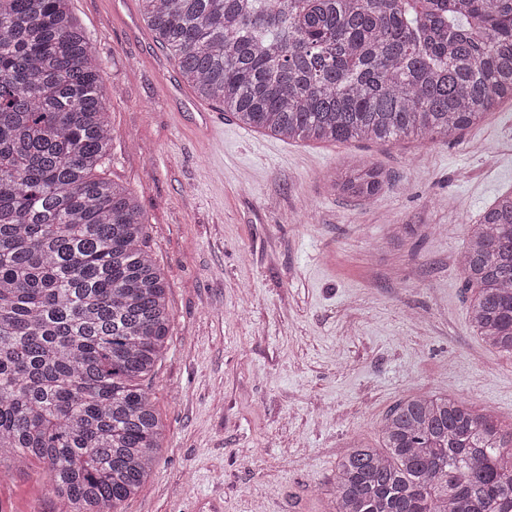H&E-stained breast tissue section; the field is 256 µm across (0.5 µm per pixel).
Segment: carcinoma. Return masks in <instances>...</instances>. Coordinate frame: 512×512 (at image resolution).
<instances>
[{
    "instance_id": "cac0c4a2",
    "label": "carcinoma",
    "mask_w": 512,
    "mask_h": 512,
    "mask_svg": "<svg viewBox=\"0 0 512 512\" xmlns=\"http://www.w3.org/2000/svg\"><path fill=\"white\" fill-rule=\"evenodd\" d=\"M196 94L282 141L457 139L512 102V0H142ZM105 67L70 0H0V473L46 464L62 512H120L162 425L144 381L171 330L135 196L102 176ZM386 184L335 174L364 203ZM471 326L512 354V193L473 222ZM334 512H512V429L446 395L354 440Z\"/></svg>"
}]
</instances>
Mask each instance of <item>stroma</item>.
<instances>
[{"instance_id":"1","label":"stroma","mask_w":512,"mask_h":512,"mask_svg":"<svg viewBox=\"0 0 512 512\" xmlns=\"http://www.w3.org/2000/svg\"><path fill=\"white\" fill-rule=\"evenodd\" d=\"M71 9L106 66L104 175L138 200L172 312L146 381L164 443L122 512H330L349 444L377 441L409 396L459 397L512 427V356L473 333L456 263L472 221L512 192V104L455 141H282L172 80L142 0ZM351 161L387 176L369 203L330 189ZM59 508L39 460L0 474V512Z\"/></svg>"}]
</instances>
